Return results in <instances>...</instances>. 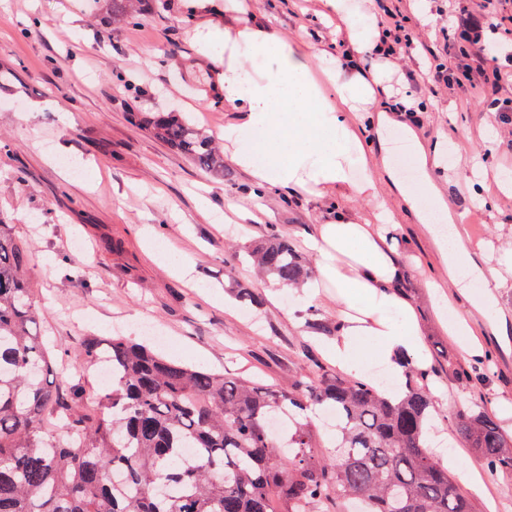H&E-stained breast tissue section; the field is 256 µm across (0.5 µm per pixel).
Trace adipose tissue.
Here are the masks:
<instances>
[{"mask_svg":"<svg viewBox=\"0 0 512 512\" xmlns=\"http://www.w3.org/2000/svg\"><path fill=\"white\" fill-rule=\"evenodd\" d=\"M225 43H242L272 59L276 65L267 80H255L233 62L223 63L220 90L236 119L224 128V142L232 162L261 183H274L289 193L321 198L333 193L344 198L375 202L370 218L359 219L339 209L318 225L310 247L319 257L321 281L336 290V340L329 347L337 364L349 372L359 369V345L368 338L391 380L404 378V360L419 356L424 332L415 306L399 291L400 266L391 255L387 229L396 225L395 214L382 202V186H390L420 223L437 212L449 224V238L437 239L438 257L456 281L468 269L482 283L480 292L460 291L465 312L447 319L449 335H473L472 313L495 321L497 288L505 279L494 267H481L469 251L462 223L464 213L451 208L440 187L438 169L442 150L415 143L410 161L420 171L416 184H405L379 154L363 162L358 176L350 174V150L359 146L360 105L389 99L385 66L366 71L345 69L322 57L324 82H317L308 56L286 44L275 32L245 26L225 34ZM287 150H277V143Z\"/></svg>","mask_w":512,"mask_h":512,"instance_id":"obj_1","label":"adipose tissue"}]
</instances>
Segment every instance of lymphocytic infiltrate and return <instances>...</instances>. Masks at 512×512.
Returning <instances> with one entry per match:
<instances>
[{
    "label": "lymphocytic infiltrate",
    "mask_w": 512,
    "mask_h": 512,
    "mask_svg": "<svg viewBox=\"0 0 512 512\" xmlns=\"http://www.w3.org/2000/svg\"><path fill=\"white\" fill-rule=\"evenodd\" d=\"M503 0H466L460 8L456 28L448 30L447 38L453 40L460 54L455 66L439 63L431 46L423 45L420 38L406 26L407 18L400 10L386 5L385 0H374L380 14V24L392 39L388 48L390 57L409 56L416 49H423L430 61L424 79L427 83H444L477 90V102L484 111L506 117L512 112V97L498 94L501 84L512 79V26L507 25L502 14ZM496 34L504 47V60L489 63L486 50L487 34Z\"/></svg>",
    "instance_id": "lymphocytic-infiltrate-1"
}]
</instances>
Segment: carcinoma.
<instances>
[{"instance_id": "carcinoma-1", "label": "carcinoma", "mask_w": 512, "mask_h": 512, "mask_svg": "<svg viewBox=\"0 0 512 512\" xmlns=\"http://www.w3.org/2000/svg\"><path fill=\"white\" fill-rule=\"evenodd\" d=\"M114 18L136 0H112ZM160 141L224 175L202 129L178 113L147 117ZM259 273L296 285L308 268L288 239L269 235L251 252ZM27 247L0 224V512H473L423 441L434 406L425 373L408 364L394 403L361 379L304 375L288 390L170 360L121 336H90L85 364L106 354L112 387L86 400L45 382L51 359L33 328L23 279ZM422 377L421 382L414 381ZM328 405L339 421L334 455L318 457L307 411ZM286 413L282 434L270 421ZM62 422L59 437L49 426ZM459 435L489 472H512V441L485 411L457 413ZM195 448L192 459L183 449Z\"/></svg>"}]
</instances>
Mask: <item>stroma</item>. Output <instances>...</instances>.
<instances>
[{
    "instance_id": "stroma-1",
    "label": "stroma",
    "mask_w": 512,
    "mask_h": 512,
    "mask_svg": "<svg viewBox=\"0 0 512 512\" xmlns=\"http://www.w3.org/2000/svg\"><path fill=\"white\" fill-rule=\"evenodd\" d=\"M369 0H343L324 16L320 0H141L138 15L112 21V0H0V224L27 244L24 276L40 308L53 370L93 395L103 384L75 361L88 336H123L154 344L151 322L165 336V357L282 388L322 369L339 374L327 346L334 333L336 291L301 303L259 276L245 253L277 231L293 243L318 279L309 246L335 209L332 196L291 195L254 184L232 161L223 176L194 165L157 140L143 119L179 112L217 138L234 118L218 103L219 67L196 34L204 27L261 24L284 42L337 57L345 20L371 13ZM393 102L425 144L447 141L448 203L465 211L468 244L479 264L497 265L512 244V119L477 111L467 92L443 86L415 100L405 92L426 70L423 58L388 62ZM499 136L486 142V127ZM391 243L406 268L403 289L424 329L421 360L434 396L433 441L444 454L480 464L455 427L458 410L496 413L512 404V290L498 293L503 319L475 317L474 362L449 336L426 283H447L426 225L399 215ZM83 250H75V242ZM187 261L179 274L154 251ZM54 254L59 265L47 263ZM249 288L254 300L241 298ZM475 512H501L512 501V472H482L460 481Z\"/></svg>"
}]
</instances>
